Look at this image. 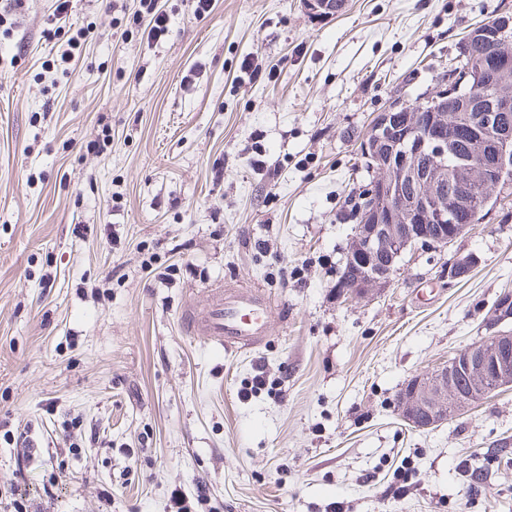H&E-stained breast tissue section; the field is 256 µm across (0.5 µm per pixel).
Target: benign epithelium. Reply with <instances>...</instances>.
<instances>
[{
    "mask_svg": "<svg viewBox=\"0 0 512 512\" xmlns=\"http://www.w3.org/2000/svg\"><path fill=\"white\" fill-rule=\"evenodd\" d=\"M346 0H302L317 23L336 17ZM488 36L497 46L480 68L487 99L477 112L461 118L444 110L440 100L461 91L466 75L448 70L435 99L415 104L400 101L378 113L359 144L371 179L358 188L362 201L343 264L349 274L336 283L341 297L363 299L390 286L396 260L409 250H436L453 245L492 200L504 173L512 172V88L503 76L512 67V17L488 28H474L466 47ZM468 129L467 148L448 163V146L461 125ZM477 263L469 257L448 261V280L466 278ZM512 390V329L497 330L461 349L448 362L409 376L394 402L399 419L416 430L432 429L483 402Z\"/></svg>",
    "mask_w": 512,
    "mask_h": 512,
    "instance_id": "7a95c632",
    "label": "benign epithelium"
}]
</instances>
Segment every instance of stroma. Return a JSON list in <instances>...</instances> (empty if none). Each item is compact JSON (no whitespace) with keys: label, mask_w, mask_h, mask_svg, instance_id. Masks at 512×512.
Here are the masks:
<instances>
[{"label":"stroma","mask_w":512,"mask_h":512,"mask_svg":"<svg viewBox=\"0 0 512 512\" xmlns=\"http://www.w3.org/2000/svg\"><path fill=\"white\" fill-rule=\"evenodd\" d=\"M138 5L0 0V512L17 490L28 512H172L202 488L196 512H512V390L423 431L393 407L488 336L512 182L380 294L336 296L359 138L512 0H346L323 24L300 0H158L155 43ZM220 285L269 301L261 346L185 332ZM140 9L134 15V24L142 37L148 40L160 38L169 31V16L160 10L156 0H139ZM146 18V22L143 23Z\"/></svg>","instance_id":"35a3bbf8"}]
</instances>
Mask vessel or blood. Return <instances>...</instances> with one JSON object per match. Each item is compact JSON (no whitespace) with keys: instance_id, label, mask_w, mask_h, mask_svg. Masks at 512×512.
<instances>
[{"instance_id":"obj_1","label":"vessel or blood","mask_w":512,"mask_h":512,"mask_svg":"<svg viewBox=\"0 0 512 512\" xmlns=\"http://www.w3.org/2000/svg\"><path fill=\"white\" fill-rule=\"evenodd\" d=\"M185 329L209 337L218 347L228 349L238 344L253 345L264 336L268 324V307L252 293L216 289L213 303L205 314L187 309L182 314Z\"/></svg>"}]
</instances>
